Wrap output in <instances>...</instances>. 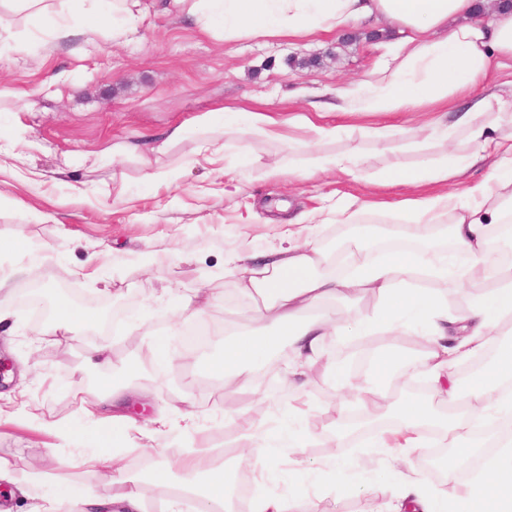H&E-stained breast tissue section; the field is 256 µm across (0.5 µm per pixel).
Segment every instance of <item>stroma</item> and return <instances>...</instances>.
Wrapping results in <instances>:
<instances>
[{
  "label": "stroma",
  "mask_w": 512,
  "mask_h": 512,
  "mask_svg": "<svg viewBox=\"0 0 512 512\" xmlns=\"http://www.w3.org/2000/svg\"><path fill=\"white\" fill-rule=\"evenodd\" d=\"M44 28V21L28 20L0 35V88L6 90L0 95V133L19 143L18 156H0V239L20 234L37 247L53 246L49 253L38 249L0 256V272L10 279L5 301L10 315L0 323V365L7 369L0 379V458L10 462L17 483H27L36 462L49 476L47 486L30 491L15 512H38L46 494L62 502L70 492L99 483L97 473L79 464L74 445L75 439L89 438L93 425L79 413L78 403L98 380L83 365L87 344L98 335L45 332L19 300L24 288L40 280L60 295L95 301L110 323L108 341L133 363L147 352L149 333L169 325L178 294L194 288H211L217 297L206 319L249 326L256 304L239 295L234 277L225 273V254L278 245L277 224L267 217L280 200L288 205L280 221L333 205L345 193L373 200L379 207L363 221L389 234L397 221L388 205L410 190L375 184V173L393 164L420 167L447 154L448 146L411 145L399 136L380 143L368 131L383 125L429 126L451 106L447 100L425 101L394 113L337 114L341 130L336 138L310 144L308 150L360 154L366 170L357 180L338 171L310 181L288 175L256 180L254 169L272 161L277 143L230 133L223 159L212 165L194 164L196 142L186 138L163 159L180 171V178L154 183L145 180L143 161L113 157V145L164 132L220 107L286 116L311 111L313 103L330 100L331 90L369 79L385 31L360 27L289 42H227L154 8L127 43H113L111 31L104 30L56 44L44 37ZM33 210L43 212V219L30 220ZM91 253L97 256L98 278L76 276ZM177 256L184 259L178 266L173 263ZM114 307L136 308L141 332L126 335L125 318L111 316ZM367 342L364 349L350 339L329 338L325 345L334 357L367 366L388 348L409 363L423 349L409 335L390 343L371 336ZM223 354L224 344L216 340L198 356L195 434L186 435L175 421L156 438L170 464L191 446L223 442L225 402L252 415L271 399L265 384L255 393L213 400L206 366ZM295 391L290 403L305 409V426L320 419L323 432L342 428L338 414L345 400L325 369L300 377ZM354 445L372 462L363 482H378L401 465L394 437L369 434ZM326 453L321 442H314L299 453L298 465H283L263 477L246 461L230 463L229 469L245 473L258 495L287 498L303 490L321 499L326 512H374L373 493L341 490L315 476Z\"/></svg>",
  "instance_id": "stroma-1"
}]
</instances>
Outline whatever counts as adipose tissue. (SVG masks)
Instances as JSON below:
<instances>
[{
    "label": "adipose tissue",
    "instance_id": "obj_1",
    "mask_svg": "<svg viewBox=\"0 0 512 512\" xmlns=\"http://www.w3.org/2000/svg\"><path fill=\"white\" fill-rule=\"evenodd\" d=\"M162 10L177 12L227 42L301 39L317 32H341L364 20L395 22L401 36L370 79L337 89L339 108L345 112H395L464 89L471 92L470 102L457 110L452 122H438L430 131L431 137L443 141L464 132L470 145L467 152L452 149L421 170L391 166L377 176L392 186L447 183V191L405 198L392 207L400 219L397 238L417 240V247L386 249L377 255L365 251L364 240L377 233L375 225L358 221L368 205L342 198L333 214L353 224L355 249L334 270L330 257L315 245L316 223L301 217L289 220L280 227L279 248L233 253L224 259L239 292L258 301L257 312L271 321V330L241 328L226 334L223 357L207 365L209 372L223 378L225 388L253 391L261 367L285 348L305 370L326 363L324 342L329 336L421 337L429 383L445 397L450 413L440 417L426 403L403 402L399 435L408 451L428 447L431 438H438L449 450L443 473L455 479L469 454L461 442L487 413L498 411L512 420V392L504 388L512 380L511 344L502 346L492 367L473 375L466 389H458L449 371L454 363L480 356L495 336L512 334V274L491 258L488 245L493 226L512 223V135L494 136L502 117L512 116V95L480 90L492 61L512 58V4L499 0L489 19L478 0H163ZM147 11L143 0H0V30H10L15 16L45 15L55 42L103 28L111 29L113 40H127L137 33ZM196 126V152L210 159L223 156L224 137L232 131L278 142V158L258 173L266 180L286 174L311 179L334 169L352 175L362 167L354 155L303 156L306 140L336 133L309 114L285 122L264 112L219 108L198 118ZM291 126L306 131V139L288 134ZM481 162L487 165L483 177L459 184V177ZM443 216L450 221L456 254L452 260L430 243L435 223ZM450 279L476 292L465 314L450 311L440 293V284ZM366 296L374 298L375 307L359 320L339 322L323 312L329 302ZM393 359L388 352L380 355L358 384L344 366L326 365L337 388L353 392L355 405L371 411L384 394L381 378L394 372ZM84 364L111 376L79 402L80 411L95 419L94 448L84 461L98 472L100 481L94 491L72 495L68 512H146L140 491L121 463L123 447L140 429L137 419L123 411L139 368L116 361L105 344L89 346ZM224 427L225 446L187 449L180 461V479H172L162 455L153 456L151 479L163 485L178 482L199 501V512H211L215 500L228 499L232 483L228 469L216 462L224 448L253 461L261 471L279 468L281 455L267 450V420L228 407ZM384 507L386 512H512V446L502 445L487 456L482 470L464 483L455 501L406 477Z\"/></svg>",
    "mask_w": 512,
    "mask_h": 512
}]
</instances>
